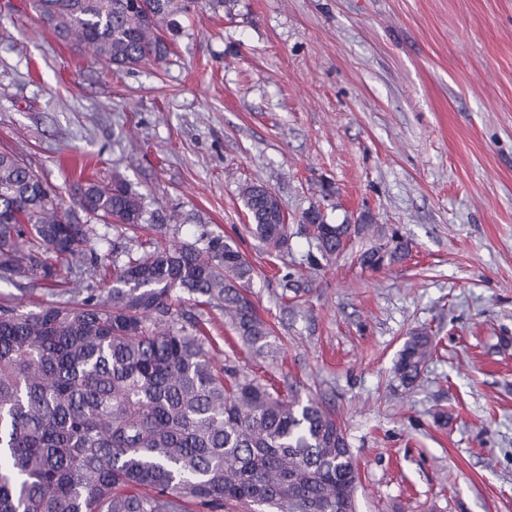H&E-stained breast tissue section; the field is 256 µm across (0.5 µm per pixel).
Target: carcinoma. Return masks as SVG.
Instances as JSON below:
<instances>
[{
  "instance_id": "1",
  "label": "carcinoma",
  "mask_w": 512,
  "mask_h": 512,
  "mask_svg": "<svg viewBox=\"0 0 512 512\" xmlns=\"http://www.w3.org/2000/svg\"><path fill=\"white\" fill-rule=\"evenodd\" d=\"M190 0H32L57 40L82 46L117 71L169 53L164 32ZM250 233L288 250V224L273 191L244 187ZM174 214L157 218L117 171L82 179L65 206L16 153L0 152V280L51 300L24 310L0 303V512H222L228 504L276 512H356L357 467L346 435L317 402L302 403L252 374L215 362L199 309L225 323L258 357L275 337L248 288L255 269L238 245L204 231L167 239ZM302 216L319 259L339 255L368 227ZM149 231L111 239L95 227ZM409 242L393 230L359 254L379 270ZM297 298L312 284L288 271ZM195 303L182 312L183 295ZM410 333L394 364L408 390L433 353Z\"/></svg>"
}]
</instances>
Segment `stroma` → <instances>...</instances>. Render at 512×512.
I'll use <instances>...</instances> for the list:
<instances>
[{"mask_svg":"<svg viewBox=\"0 0 512 512\" xmlns=\"http://www.w3.org/2000/svg\"><path fill=\"white\" fill-rule=\"evenodd\" d=\"M179 22L166 60L116 73L0 0V151L67 201L119 170L177 240L239 244L280 351L215 310L211 354L335 412L357 512H512V0H200ZM248 183L276 194L286 255L249 233ZM312 207L370 213L410 253L366 269L365 234L309 268ZM288 265L314 282L297 307ZM421 328L435 351L407 392L393 365Z\"/></svg>","mask_w":512,"mask_h":512,"instance_id":"obj_1","label":"stroma"}]
</instances>
